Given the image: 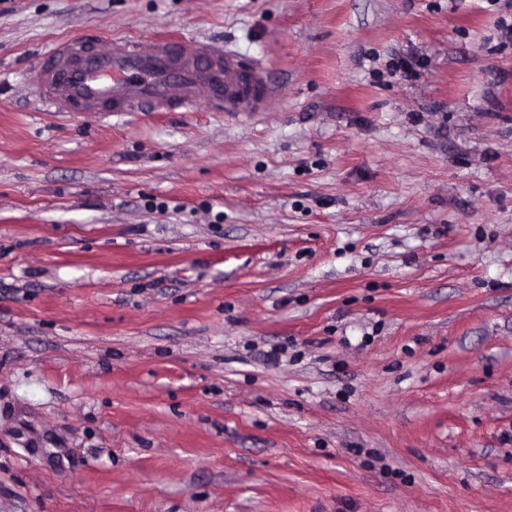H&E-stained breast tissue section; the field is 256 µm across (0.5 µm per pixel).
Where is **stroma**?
<instances>
[{
    "label": "stroma",
    "mask_w": 512,
    "mask_h": 512,
    "mask_svg": "<svg viewBox=\"0 0 512 512\" xmlns=\"http://www.w3.org/2000/svg\"><path fill=\"white\" fill-rule=\"evenodd\" d=\"M504 21L0 0V512H512ZM97 33L262 61L271 105L45 111L29 65Z\"/></svg>",
    "instance_id": "35a3bbf8"
}]
</instances>
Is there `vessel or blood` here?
<instances>
[{
  "label": "vessel or blood",
  "mask_w": 512,
  "mask_h": 512,
  "mask_svg": "<svg viewBox=\"0 0 512 512\" xmlns=\"http://www.w3.org/2000/svg\"><path fill=\"white\" fill-rule=\"evenodd\" d=\"M56 112L190 110L247 114L269 91L261 64L209 44L167 39L74 38L48 50L28 74Z\"/></svg>",
  "instance_id": "vessel-or-blood-1"
}]
</instances>
